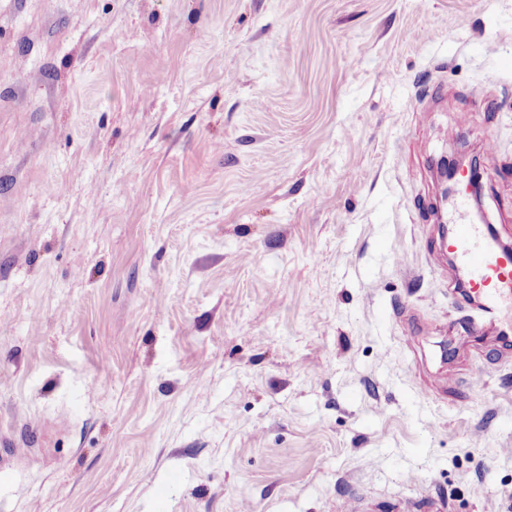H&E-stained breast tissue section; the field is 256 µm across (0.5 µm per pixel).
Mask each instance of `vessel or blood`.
Masks as SVG:
<instances>
[{
	"mask_svg": "<svg viewBox=\"0 0 512 512\" xmlns=\"http://www.w3.org/2000/svg\"><path fill=\"white\" fill-rule=\"evenodd\" d=\"M447 246L468 274L466 296L480 300L485 312L498 315L512 332V253L483 225L468 220L462 195L452 207Z\"/></svg>",
	"mask_w": 512,
	"mask_h": 512,
	"instance_id": "obj_1",
	"label": "vessel or blood"
}]
</instances>
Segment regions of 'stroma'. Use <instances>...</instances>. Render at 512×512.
Here are the masks:
<instances>
[{"mask_svg": "<svg viewBox=\"0 0 512 512\" xmlns=\"http://www.w3.org/2000/svg\"><path fill=\"white\" fill-rule=\"evenodd\" d=\"M512 0H0V512H512ZM466 192H468L466 190ZM466 192H459L452 211L446 245L468 274L466 297L481 301L484 311L498 315L512 332V253L489 234L483 224H473L466 215Z\"/></svg>", "mask_w": 512, "mask_h": 512, "instance_id": "1", "label": "stroma"}]
</instances>
